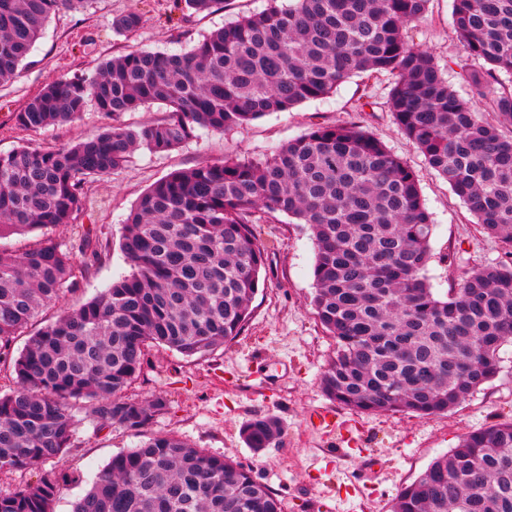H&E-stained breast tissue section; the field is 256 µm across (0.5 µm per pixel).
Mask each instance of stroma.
Masks as SVG:
<instances>
[{
    "mask_svg": "<svg viewBox=\"0 0 512 512\" xmlns=\"http://www.w3.org/2000/svg\"><path fill=\"white\" fill-rule=\"evenodd\" d=\"M267 5V0H226L220 10L195 14L185 9L182 0H92L79 12L60 10L51 17L18 77L0 85V152L19 146L59 148L102 131L105 121L92 109L76 122L37 132L16 125L15 113L54 79L93 74L105 60L133 49L187 51L202 36ZM130 11L142 15L143 27L129 36L114 34L113 17ZM451 15L452 0H431L427 16L412 25L410 36L416 47L435 56L452 88L468 100L472 89L460 80L459 72L480 69L482 63L464 54ZM391 83V76L385 74L369 80L353 77L325 98L268 114L245 128L227 134L201 129L167 153L137 150L117 174L89 183L91 204L80 221L92 226L101 258L77 289L40 312L34 328L78 308L130 274L121 249L124 219L155 181L230 155L262 158L312 124L350 121L354 103L365 93L374 102L373 111L364 116L365 126L415 171L432 215L433 259L427 276L435 294L446 296L464 273L503 260L497 239L483 233L386 112ZM255 233L268 248L267 277L251 304L242 335L203 357L186 358L164 346L150 347L142 373L126 392L133 400L161 395L169 402L146 433L97 428L88 418L89 403H77L73 448L23 469H0V495L35 485L44 473L52 472L64 480L53 512H72L112 455L138 447L145 435L174 434L249 469L279 499L281 512H309L315 500L334 502L336 512H391L398 491L448 454L463 435L512 419V340H508L499 350V374L446 413L371 415L340 405L335 407L340 434L326 437L314 432L306 415L313 408L331 405L320 378L336 355V341L324 332L311 304L314 242L307 225L292 223L285 215L256 225ZM259 362L270 364V382H260L252 374ZM257 414L277 418L282 429L260 452L248 448L240 435L242 424Z\"/></svg>",
    "mask_w": 512,
    "mask_h": 512,
    "instance_id": "obj_1",
    "label": "stroma"
}]
</instances>
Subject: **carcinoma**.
Listing matches in <instances>:
<instances>
[{"instance_id":"1","label":"carcinoma","mask_w":512,"mask_h":512,"mask_svg":"<svg viewBox=\"0 0 512 512\" xmlns=\"http://www.w3.org/2000/svg\"><path fill=\"white\" fill-rule=\"evenodd\" d=\"M430 0H271L268 9L203 36L189 51L132 50L92 75L46 84L15 114L38 131L93 108V138L0 153V236L38 232L0 251V361L15 387L0 394V469L27 468L73 446L74 405L92 403L100 428L143 432L167 408L130 400L149 347L202 357L245 329L267 267L253 225L285 214L311 226L313 305L336 356L326 396L365 413H445L499 373L512 338V0H453L452 28L480 71L461 78L482 111L448 85L410 42ZM90 0H0V82L18 70L50 18ZM137 12L112 19L129 35ZM394 78L387 107L428 167L462 199L506 260L467 272L437 296L426 270L433 224L416 174L358 122L314 124L261 161L226 157L173 172L142 193L121 248L131 273L59 316L13 355L40 309L78 287L100 260L90 232L76 247L52 230L75 223L85 186L119 172L136 150L176 149L204 128L223 133L323 98L354 75ZM162 104L137 128L128 112ZM82 260H77L75 253ZM256 451L281 433L256 415L241 428ZM59 478L0 496V512H53ZM73 512H280L251 471L173 434L112 456ZM394 512H512V420L467 433L400 490ZM166 108L160 104L150 105L136 112H128L122 117V121L129 126L138 127L156 123L164 119Z\"/></svg>"}]
</instances>
